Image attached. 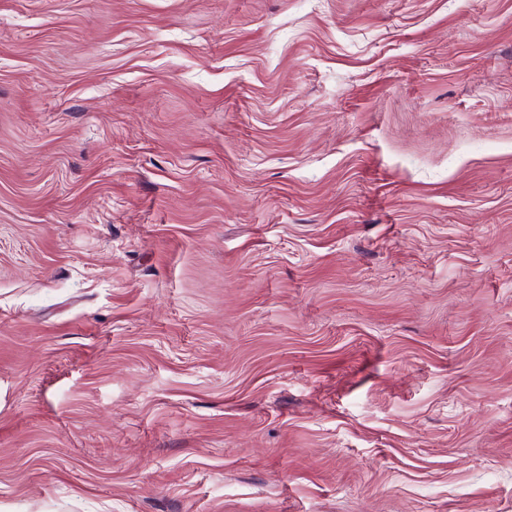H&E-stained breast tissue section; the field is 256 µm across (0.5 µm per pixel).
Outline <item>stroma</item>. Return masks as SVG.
<instances>
[{
    "label": "stroma",
    "mask_w": 512,
    "mask_h": 512,
    "mask_svg": "<svg viewBox=\"0 0 512 512\" xmlns=\"http://www.w3.org/2000/svg\"><path fill=\"white\" fill-rule=\"evenodd\" d=\"M0 512H512V0H0Z\"/></svg>",
    "instance_id": "stroma-1"
}]
</instances>
